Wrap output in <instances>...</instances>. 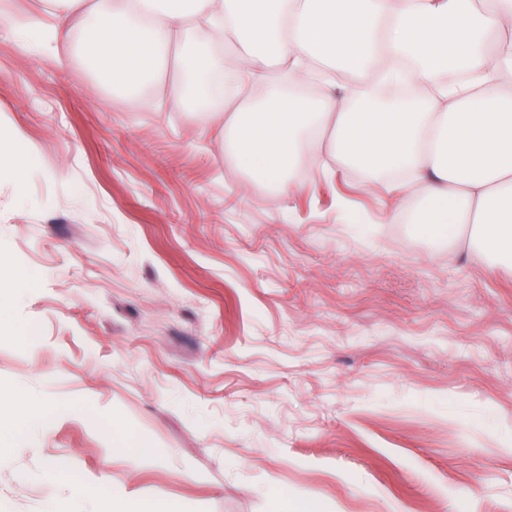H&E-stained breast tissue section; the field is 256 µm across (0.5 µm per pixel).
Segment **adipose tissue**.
Segmentation results:
<instances>
[{
	"label": "adipose tissue",
	"mask_w": 512,
	"mask_h": 512,
	"mask_svg": "<svg viewBox=\"0 0 512 512\" xmlns=\"http://www.w3.org/2000/svg\"><path fill=\"white\" fill-rule=\"evenodd\" d=\"M13 32L32 57L202 107L245 181L289 200L297 171L358 167L412 198V223L512 270V0H46ZM406 74L425 94L372 97ZM315 78L317 98L289 93Z\"/></svg>",
	"instance_id": "obj_1"
}]
</instances>
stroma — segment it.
Returning a JSON list of instances; mask_svg holds the SVG:
<instances>
[{"instance_id": "obj_1", "label": "stroma", "mask_w": 512, "mask_h": 512, "mask_svg": "<svg viewBox=\"0 0 512 512\" xmlns=\"http://www.w3.org/2000/svg\"><path fill=\"white\" fill-rule=\"evenodd\" d=\"M156 94L0 30V387L59 406L24 437L0 410V512H512V274L353 170L233 198Z\"/></svg>"}]
</instances>
